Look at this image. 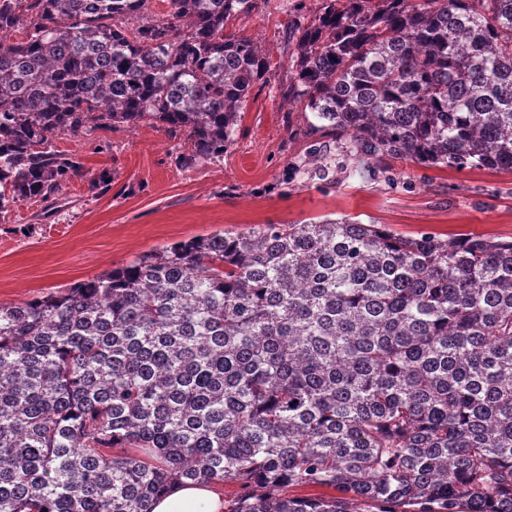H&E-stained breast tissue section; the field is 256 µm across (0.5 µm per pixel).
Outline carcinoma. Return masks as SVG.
I'll use <instances>...</instances> for the list:
<instances>
[{
	"label": "carcinoma",
	"instance_id": "1",
	"mask_svg": "<svg viewBox=\"0 0 512 512\" xmlns=\"http://www.w3.org/2000/svg\"><path fill=\"white\" fill-rule=\"evenodd\" d=\"M151 2L0 0V222L85 174L60 134L151 125L185 168L234 144L271 64L225 30L258 0ZM303 8L274 87L299 173L512 170V0ZM230 481L227 512H512V241L267 224L0 302V512ZM310 485L337 495L282 494Z\"/></svg>",
	"mask_w": 512,
	"mask_h": 512
}]
</instances>
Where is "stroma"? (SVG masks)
<instances>
[{
    "label": "stroma",
    "instance_id": "obj_1",
    "mask_svg": "<svg viewBox=\"0 0 512 512\" xmlns=\"http://www.w3.org/2000/svg\"><path fill=\"white\" fill-rule=\"evenodd\" d=\"M287 3L269 0L231 27L265 46L276 80L290 66L280 42ZM300 119L270 88L253 90L235 144L191 168L175 162L178 141L149 125L58 136L59 149L80 154L91 172L109 170L112 184L95 197L86 180L72 178L59 208L41 218L36 206L17 203L11 222L0 223V302L45 295L195 236L327 216L383 224L405 236L512 240V171L397 162L391 186L365 172L299 180L291 166L304 146L289 142L288 123Z\"/></svg>",
    "mask_w": 512,
    "mask_h": 512
}]
</instances>
